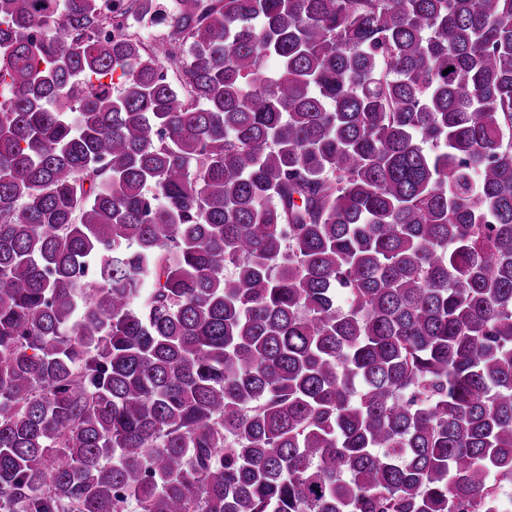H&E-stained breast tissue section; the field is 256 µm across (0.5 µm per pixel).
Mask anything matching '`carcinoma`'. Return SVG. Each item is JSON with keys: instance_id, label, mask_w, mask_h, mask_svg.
Returning a JSON list of instances; mask_svg holds the SVG:
<instances>
[{"instance_id": "1", "label": "carcinoma", "mask_w": 512, "mask_h": 512, "mask_svg": "<svg viewBox=\"0 0 512 512\" xmlns=\"http://www.w3.org/2000/svg\"><path fill=\"white\" fill-rule=\"evenodd\" d=\"M510 484L512 0H0V512Z\"/></svg>"}]
</instances>
